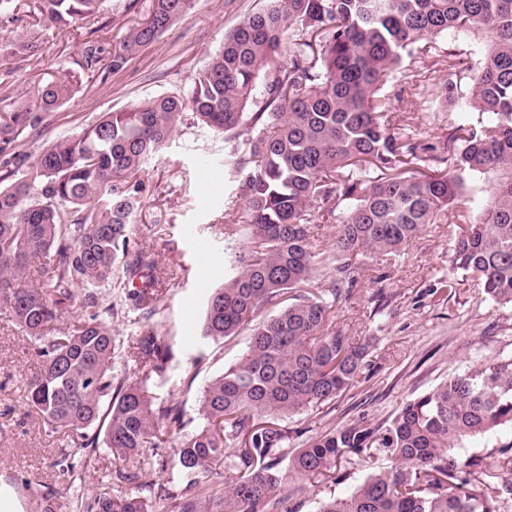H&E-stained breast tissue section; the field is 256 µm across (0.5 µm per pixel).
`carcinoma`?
<instances>
[{
    "instance_id": "1",
    "label": "carcinoma",
    "mask_w": 512,
    "mask_h": 512,
    "mask_svg": "<svg viewBox=\"0 0 512 512\" xmlns=\"http://www.w3.org/2000/svg\"><path fill=\"white\" fill-rule=\"evenodd\" d=\"M103 4L35 0L61 32ZM191 4L151 0L147 17L128 27L118 46L86 47V67L123 69ZM465 32L490 38L478 66L444 50V75L424 86L436 104L456 105L449 132L431 142L394 127L384 88L404 56L427 54L437 38ZM37 51L31 42L0 43L5 60ZM464 72L469 96L460 87ZM77 83L75 75L54 78L28 100L0 88V184L7 183L0 187V308L34 339L42 362L28 384L32 409L52 430L79 435L66 471L82 451L101 445L125 463L114 486L80 498L79 512H158L157 501L171 498L180 512H196L202 493L206 512H265L287 477L324 475L363 453L394 466L318 512H497L496 496L475 477L477 463L460 450L512 430V359L481 361L405 403L385 428L319 435L288 458L285 472V431L255 418L324 403L363 374L365 347L333 328L338 288L304 291L319 256L339 283L353 284L361 250L397 252L446 216L458 225L453 267L477 277L493 302L512 304V0H269L225 34L223 49L186 94L106 112L25 162L15 143L70 100ZM188 114L229 140L245 126L256 131L233 160L238 170L250 166L241 200L227 202L228 214H239L247 229V244L235 254L233 274L210 294L201 330L212 340L252 332L242 357L203 388L202 423L190 432L181 404L147 387L168 367L164 337L148 330L133 357L125 356L112 334L115 305L104 292L120 273L133 287V305L155 310L158 265L131 230L145 190L137 175ZM370 166L381 175L366 176ZM467 177L488 184L476 212L458 203ZM334 220L336 243L311 241V225ZM33 264L47 287H17ZM80 296L95 312L53 333ZM268 306L277 311L259 319ZM120 359L135 362L143 377L115 374ZM163 427L180 435L173 456L186 483L174 495L142 468L126 466L161 447ZM241 437V461L257 466L224 491H209L212 464L236 467L226 450ZM154 486L153 496H143Z\"/></svg>"
}]
</instances>
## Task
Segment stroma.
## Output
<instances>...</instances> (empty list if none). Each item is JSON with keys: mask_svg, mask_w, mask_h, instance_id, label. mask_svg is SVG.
I'll use <instances>...</instances> for the list:
<instances>
[{"mask_svg": "<svg viewBox=\"0 0 512 512\" xmlns=\"http://www.w3.org/2000/svg\"><path fill=\"white\" fill-rule=\"evenodd\" d=\"M19 3V21L0 26V40L32 41L39 50L33 58L0 66V87L12 86L31 98L44 82L67 71L82 76L72 99L20 141L19 153L31 160L102 113L186 92L221 49L225 33L264 9L267 0H194L156 42L105 76L80 69L86 44L118 45L126 28L144 19L151 0H106L96 17L64 31L31 11L32 0ZM435 61L432 55L405 58L388 88L396 126L427 139L446 133L454 118L453 111L440 110L414 87L415 79L433 77ZM232 150L224 136L192 119L177 125L139 174L146 190L133 231L161 271L154 313L142 315L125 301V285L112 282L117 344L129 353L146 330L165 336L171 355L167 373L152 379L149 388L173 394L192 421L204 384L237 361L248 341L244 332L218 341L201 335L209 291L223 282L246 237L243 226L224 217V201L236 195L243 179L229 164ZM455 234V225L431 224L400 253L359 255L360 276L353 287L342 288L335 314L337 330L366 345V369L334 399L279 418L288 433L284 457L332 429L387 426L407 401L452 375L486 358H512V305L494 304L477 278L453 268ZM40 369L29 337L0 311V512H42L47 497L58 512H73L76 494L90 497L103 490L120 466L109 449L100 448L74 473L63 472L62 461L74 445L44 425L26 398V386ZM511 446L512 431L504 429L472 442L463 455L479 461L487 484L495 487L512 482V471L499 466ZM390 465L382 455L348 457L326 475L289 480L267 512H316L321 501L347 494L369 473Z\"/></svg>", "mask_w": 512, "mask_h": 512, "instance_id": "obj_1", "label": "stroma"}]
</instances>
